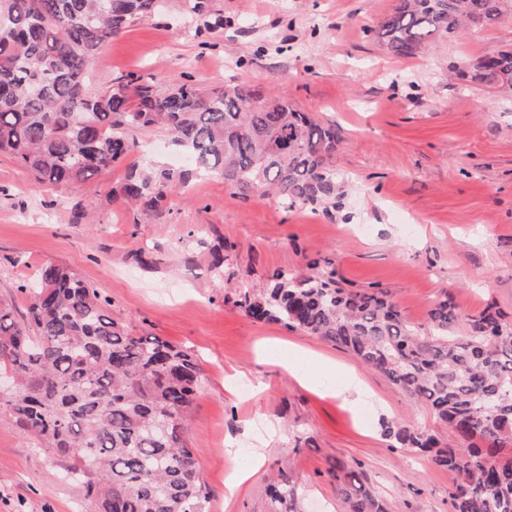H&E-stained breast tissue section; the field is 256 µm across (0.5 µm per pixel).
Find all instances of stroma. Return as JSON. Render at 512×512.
Segmentation results:
<instances>
[{
    "label": "stroma",
    "instance_id": "stroma-1",
    "mask_svg": "<svg viewBox=\"0 0 512 512\" xmlns=\"http://www.w3.org/2000/svg\"><path fill=\"white\" fill-rule=\"evenodd\" d=\"M397 0H221L223 29L181 28L169 16L137 20L100 49L88 87L135 75L166 91L248 82L287 92L336 128L333 161L346 181L339 204L283 209L268 196L239 198L222 177L173 194L166 213L140 224L107 192L148 161L177 154L162 128L135 132L141 152L72 202L0 156V299L23 316L19 282L62 264L100 288L114 320L195 354L204 373L189 427L206 512H285L271 487L296 483L303 512H343L332 473L359 472L387 512H452L448 474L386 438L381 421L455 437L433 411L348 349L275 321L240 302L279 270L331 262L343 287L382 291L408 320L425 322L444 295L461 313L512 321V102L450 77L448 67L512 44V20L413 58L389 55L373 35ZM224 249V272H210ZM321 356L355 378L310 367ZM310 369L302 384L289 364ZM252 392L242 396V385ZM251 475L234 496L224 479ZM0 512H94L66 460L0 418Z\"/></svg>",
    "mask_w": 512,
    "mask_h": 512
}]
</instances>
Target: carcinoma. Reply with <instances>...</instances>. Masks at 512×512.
Masks as SVG:
<instances>
[{"label":"carcinoma","mask_w":512,"mask_h":512,"mask_svg":"<svg viewBox=\"0 0 512 512\" xmlns=\"http://www.w3.org/2000/svg\"><path fill=\"white\" fill-rule=\"evenodd\" d=\"M0 0V155L34 181L76 194L138 148L129 135L163 126L194 165L132 168L113 202L145 219L168 197L212 175L248 199L273 195L286 210L336 203V133L288 95L247 83L205 91L185 81L164 92L132 78L98 92L89 68L103 44L131 22L177 5L186 21L224 28L218 0ZM512 19V0H399L374 30L389 54L414 57ZM463 77L512 96V46L471 59ZM270 287L244 292L246 313L352 351L367 367L427 405L458 444L385 425L386 436L450 476L453 512H512V323L484 311L463 316L452 298L410 322L381 291L339 286L335 272L279 270ZM18 291L25 319L0 300V415L71 462L97 512H204L206 489L188 444L203 375L196 358L157 336H135L108 313L96 287L70 268L46 264ZM463 332L454 333L459 322ZM346 512H386L357 473L336 464ZM275 497L294 506L281 474Z\"/></svg>","instance_id":"obj_1"}]
</instances>
